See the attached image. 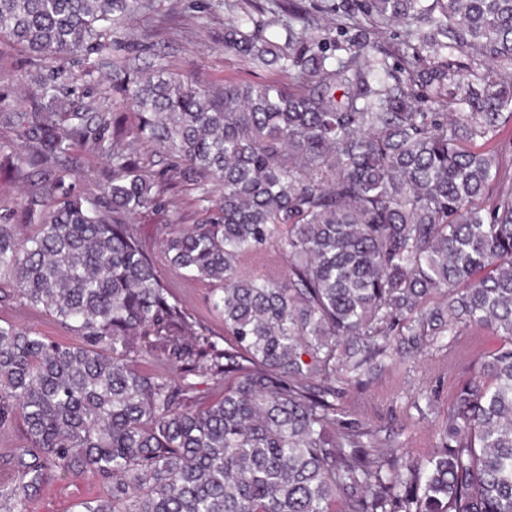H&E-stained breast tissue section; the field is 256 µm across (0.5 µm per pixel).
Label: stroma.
Segmentation results:
<instances>
[{
  "instance_id": "1",
  "label": "stroma",
  "mask_w": 512,
  "mask_h": 512,
  "mask_svg": "<svg viewBox=\"0 0 512 512\" xmlns=\"http://www.w3.org/2000/svg\"><path fill=\"white\" fill-rule=\"evenodd\" d=\"M280 48L288 41L277 14L259 9L257 0H150L147 8L131 15L114 34L110 54L95 64L69 65L66 74L86 94L79 104L92 112L101 103L100 94L112 83L114 59H126L134 68L148 73L164 67L195 85L210 87L224 82L297 84L295 72L277 67L250 64L224 50V32L242 13ZM40 63L17 46L0 48V113L30 109L31 88L23 76ZM76 171L70 180L73 192L91 195L111 174L110 161L79 148L74 152ZM221 193L212 184L189 187L176 205L166 206L157 215L132 216L141 239L152 255L170 294L205 327L216 340L224 338V316L210 301L209 283L171 269L165 260L161 240L174 224L205 223L208 208ZM12 324L67 343L71 332L42 309L17 299L0 301V324ZM504 337L489 329L468 333L428 346L424 350H394L378 357L371 371L359 383L342 386L338 403L342 417L351 425L377 432L383 453L400 448L408 455L429 457L440 441L441 425L458 386L468 379L479 363L504 344ZM433 399L432 407H420L421 395ZM103 482L89 472L49 477L28 504V512H77L80 502L104 496Z\"/></svg>"
}]
</instances>
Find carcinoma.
Listing matches in <instances>:
<instances>
[{
	"label": "carcinoma",
	"mask_w": 512,
	"mask_h": 512,
	"mask_svg": "<svg viewBox=\"0 0 512 512\" xmlns=\"http://www.w3.org/2000/svg\"><path fill=\"white\" fill-rule=\"evenodd\" d=\"M303 2L271 0L293 19ZM138 5L0 0V42L55 63L30 78L21 144L0 148V175H38L26 211L39 217L26 237L0 224V276L73 333L57 343L0 325V427L21 414L28 442L3 458L0 512H27L49 476L80 469L107 494L79 512H512V160L467 146L512 125V0H351L344 58L288 25L285 53L246 13L224 49L296 71L297 89H203L116 65L112 89L137 111L123 129L106 104L80 111L82 91L61 77L69 60L112 51ZM395 22L405 54L451 48L492 68L467 82L446 60L394 71L370 35ZM454 95L469 111L450 119ZM139 143L171 156L164 181L142 170ZM77 145L112 162L107 211L69 189L62 158ZM206 182L219 206L169 233L164 255L213 285L225 346L171 298L129 223ZM272 247L284 278L240 270ZM473 328L508 343L458 388L431 457L384 458L373 431L341 419L337 373L358 377L404 330L415 343ZM135 337L179 377L136 370ZM201 372L224 380V399L192 409Z\"/></svg>",
	"instance_id": "obj_1"
}]
</instances>
